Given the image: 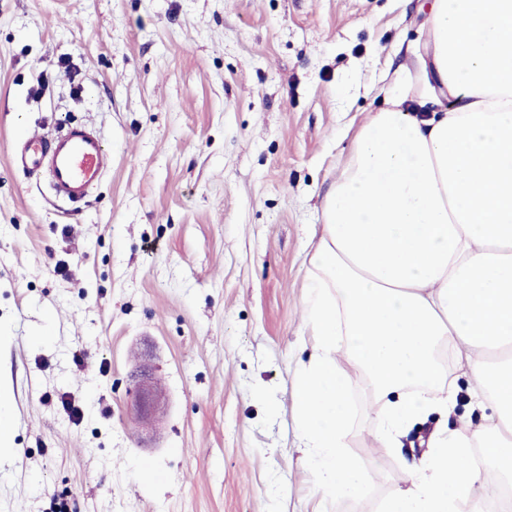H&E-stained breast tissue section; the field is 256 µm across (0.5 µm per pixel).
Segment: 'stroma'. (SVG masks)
I'll list each match as a JSON object with an SVG mask.
<instances>
[{
  "mask_svg": "<svg viewBox=\"0 0 512 512\" xmlns=\"http://www.w3.org/2000/svg\"><path fill=\"white\" fill-rule=\"evenodd\" d=\"M427 17V0H0V424L18 451L0 512H377L433 432L482 423L455 371L451 415L377 448L356 394L366 491L327 498L293 415L313 227ZM67 123L112 155L77 206L9 162ZM141 377L163 387L149 428L129 413Z\"/></svg>",
  "mask_w": 512,
  "mask_h": 512,
  "instance_id": "35a3bbf8",
  "label": "stroma"
}]
</instances>
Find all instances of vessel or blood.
<instances>
[{"mask_svg": "<svg viewBox=\"0 0 512 512\" xmlns=\"http://www.w3.org/2000/svg\"><path fill=\"white\" fill-rule=\"evenodd\" d=\"M11 163L30 176H47L55 196L78 204L102 181L112 157L97 134L73 123L50 137L26 135L12 152Z\"/></svg>", "mask_w": 512, "mask_h": 512, "instance_id": "b4317fda", "label": "vessel or blood"}]
</instances>
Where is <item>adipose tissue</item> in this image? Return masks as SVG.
Masks as SVG:
<instances>
[{"instance_id": "obj_1", "label": "adipose tissue", "mask_w": 512, "mask_h": 512, "mask_svg": "<svg viewBox=\"0 0 512 512\" xmlns=\"http://www.w3.org/2000/svg\"><path fill=\"white\" fill-rule=\"evenodd\" d=\"M429 29L418 77L458 105L414 112L393 95L337 167L308 261L313 347L294 411L330 497L364 487L345 451L355 380L342 361L373 400L380 447L452 412V366L490 414L478 427L433 433L380 512H463L479 493L512 487V0H432Z\"/></svg>"}]
</instances>
